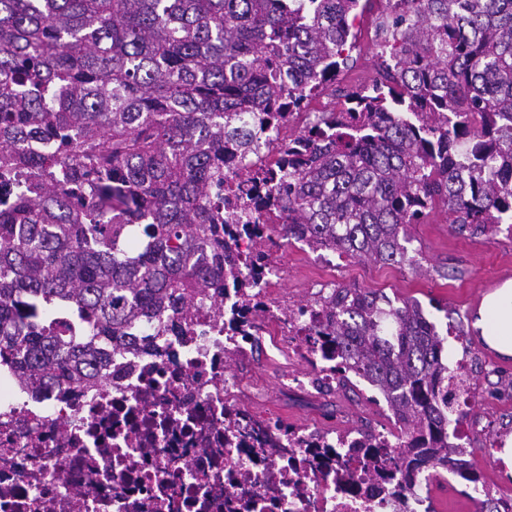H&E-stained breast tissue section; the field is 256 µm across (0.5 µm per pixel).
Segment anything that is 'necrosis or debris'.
<instances>
[{
  "label": "necrosis or debris",
  "mask_w": 512,
  "mask_h": 512,
  "mask_svg": "<svg viewBox=\"0 0 512 512\" xmlns=\"http://www.w3.org/2000/svg\"><path fill=\"white\" fill-rule=\"evenodd\" d=\"M256 128L273 147L245 162L225 144L235 178L282 158L287 123ZM240 275L250 288L228 285L222 306L198 304L185 335L113 353L94 384L34 396L15 371L0 370V512H427L423 483H387L348 448L326 458L333 433H289L237 402L244 384L228 357L251 354L265 333L311 356L314 313L274 299L278 268ZM251 303L265 309L264 327L252 326ZM340 464L356 488L337 480Z\"/></svg>",
  "instance_id": "4bbe7bcc"
}]
</instances>
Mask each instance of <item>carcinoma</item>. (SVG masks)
I'll use <instances>...</instances> for the list:
<instances>
[{"instance_id":"cac0c4a2","label":"carcinoma","mask_w":512,"mask_h":512,"mask_svg":"<svg viewBox=\"0 0 512 512\" xmlns=\"http://www.w3.org/2000/svg\"><path fill=\"white\" fill-rule=\"evenodd\" d=\"M379 78L288 141L280 235L352 258L411 262L405 228L432 206L451 230L512 228V0H403ZM362 0H0V365L35 392L97 380L99 348L182 330L236 258L224 143L259 151L336 79ZM271 235L252 253L272 264ZM311 346L385 398L389 435L361 432L369 472L478 484L449 441L467 391L448 335L413 299L355 284L323 300Z\"/></svg>"}]
</instances>
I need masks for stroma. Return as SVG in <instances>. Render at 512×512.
I'll list each match as a JSON object with an SVG mask.
<instances>
[{
    "instance_id": "35a3bbf8",
    "label": "stroma",
    "mask_w": 512,
    "mask_h": 512,
    "mask_svg": "<svg viewBox=\"0 0 512 512\" xmlns=\"http://www.w3.org/2000/svg\"><path fill=\"white\" fill-rule=\"evenodd\" d=\"M388 11L387 0H369L355 24L354 48L333 87L345 94L372 84L377 77L375 43L378 22ZM411 263L382 265L348 256L326 263L306 245L282 241L274 248V263L282 270L278 299L291 308L316 300L320 286L355 284L381 291L391 299H414L426 314L448 330V361L460 366L470 386V402L459 426L465 459L491 496L512 497V477L506 476L497 453L512 439V359L505 360L485 348L471 328L483 296L512 279V235L500 232L479 238L451 231L443 205H435L422 223L408 227ZM249 394L245 405L256 411L274 410L297 428L311 427L339 433L366 429L393 430L384 402L372 401V389L358 382L355 392L333 390L320 395H283L282 374L312 373L305 357L288 346L284 336L262 337L253 359H235ZM435 512H477L471 486L456 476L430 483Z\"/></svg>"
}]
</instances>
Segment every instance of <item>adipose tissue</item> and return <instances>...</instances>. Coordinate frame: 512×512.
<instances>
[{
	"instance_id": "1",
	"label": "adipose tissue",
	"mask_w": 512,
	"mask_h": 512,
	"mask_svg": "<svg viewBox=\"0 0 512 512\" xmlns=\"http://www.w3.org/2000/svg\"><path fill=\"white\" fill-rule=\"evenodd\" d=\"M474 326L488 348L502 357H512V281L484 296Z\"/></svg>"
}]
</instances>
